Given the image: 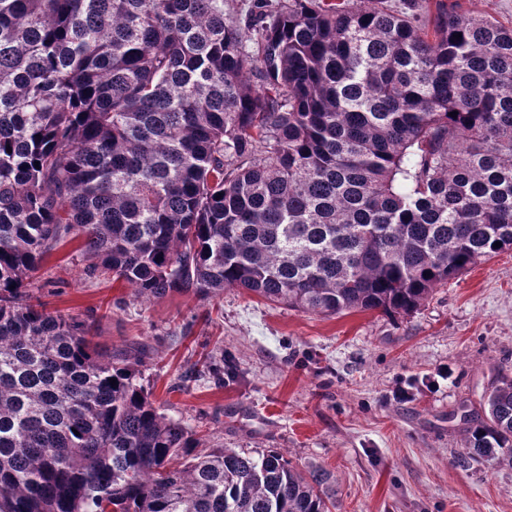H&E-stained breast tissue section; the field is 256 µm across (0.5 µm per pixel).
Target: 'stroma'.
<instances>
[{
    "instance_id": "stroma-1",
    "label": "stroma",
    "mask_w": 512,
    "mask_h": 512,
    "mask_svg": "<svg viewBox=\"0 0 512 512\" xmlns=\"http://www.w3.org/2000/svg\"><path fill=\"white\" fill-rule=\"evenodd\" d=\"M80 240L33 275L49 311L98 318L96 341L145 344L143 385L200 452L270 449L336 480L335 512H512V464L458 466L462 412L512 376V251L436 289L412 316L323 317L239 288L217 298L135 297L94 274ZM237 377L197 375L209 355Z\"/></svg>"
}]
</instances>
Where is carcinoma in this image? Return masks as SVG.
Wrapping results in <instances>:
<instances>
[{
	"label": "carcinoma",
	"mask_w": 512,
	"mask_h": 512,
	"mask_svg": "<svg viewBox=\"0 0 512 512\" xmlns=\"http://www.w3.org/2000/svg\"><path fill=\"white\" fill-rule=\"evenodd\" d=\"M68 237L145 300L411 315L512 250V26L445 0H0V512H332L324 469L194 453L145 353L47 311L32 276ZM483 409L457 461L512 463L511 377Z\"/></svg>",
	"instance_id": "obj_1"
}]
</instances>
